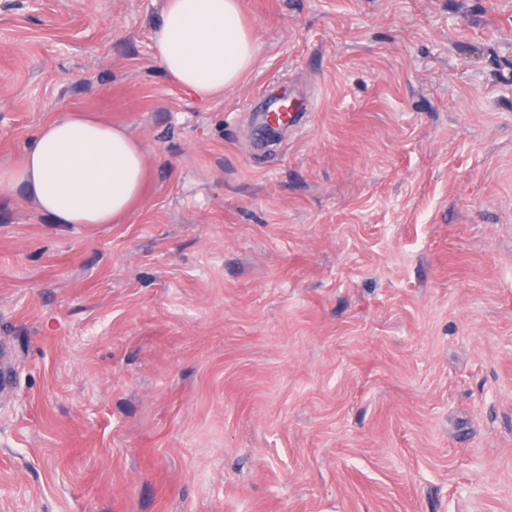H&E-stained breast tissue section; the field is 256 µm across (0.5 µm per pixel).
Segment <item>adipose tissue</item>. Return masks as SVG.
<instances>
[{"mask_svg": "<svg viewBox=\"0 0 512 512\" xmlns=\"http://www.w3.org/2000/svg\"><path fill=\"white\" fill-rule=\"evenodd\" d=\"M151 39L161 68L200 102L238 85L259 55L240 0H165ZM147 170L126 126L67 112L41 125L20 163L0 167V194L23 188L54 224H119L141 200Z\"/></svg>", "mask_w": 512, "mask_h": 512, "instance_id": "obj_1", "label": "adipose tissue"}]
</instances>
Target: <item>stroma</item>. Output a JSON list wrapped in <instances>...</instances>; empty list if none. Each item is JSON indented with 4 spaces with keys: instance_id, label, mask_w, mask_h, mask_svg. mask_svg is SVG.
<instances>
[{
    "instance_id": "35a3bbf8",
    "label": "stroma",
    "mask_w": 512,
    "mask_h": 512,
    "mask_svg": "<svg viewBox=\"0 0 512 512\" xmlns=\"http://www.w3.org/2000/svg\"><path fill=\"white\" fill-rule=\"evenodd\" d=\"M241 2L198 103L164 0H0V165L69 111L149 165L121 224L0 196V512H512V0ZM151 39L161 68L200 102L238 85L260 51L240 0H165Z\"/></svg>"
}]
</instances>
